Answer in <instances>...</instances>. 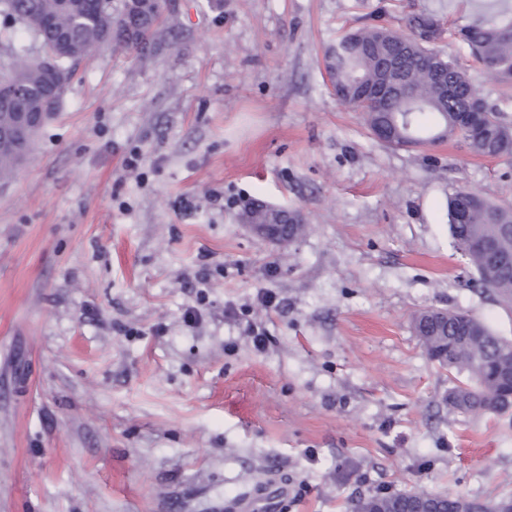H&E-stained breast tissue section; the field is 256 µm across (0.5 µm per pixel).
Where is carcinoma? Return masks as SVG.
Instances as JSON below:
<instances>
[{
  "label": "carcinoma",
  "mask_w": 512,
  "mask_h": 512,
  "mask_svg": "<svg viewBox=\"0 0 512 512\" xmlns=\"http://www.w3.org/2000/svg\"><path fill=\"white\" fill-rule=\"evenodd\" d=\"M159 7L155 0H0V14L12 21L11 27L0 29V87L17 92L0 101V128L12 127L17 112L41 109L47 72L34 60L33 49L52 51L58 36H67L69 51L55 59L56 66L66 72L74 62L105 46L117 45L143 58L141 39L155 40L157 28L138 24V18ZM431 20L424 12L408 16L407 34L372 26L339 36L326 60L339 100L364 113L370 133L385 127L384 144L390 148L453 141L477 157L512 159V122L499 105L474 88L460 61L438 46L441 37L430 31ZM457 36L490 81L512 83V16H491L459 29ZM392 81L404 89L382 107L363 92L365 86ZM466 112L481 113V122H465ZM19 162L14 150L0 146V182L14 177ZM447 210L455 247L473 269L474 282L490 291L500 307L511 310L512 233L508 228L512 206L457 188L448 195ZM476 241L493 243L494 254L474 248ZM413 328L429 360L448 370L449 410L479 418L512 409L511 340L459 310L420 311L413 318ZM408 500L433 502L444 512H461L466 500L476 512H494L500 506L512 512V496L489 503L419 489L391 501L361 497L350 503V512H357L361 504L368 512H402Z\"/></svg>",
  "instance_id": "1"
}]
</instances>
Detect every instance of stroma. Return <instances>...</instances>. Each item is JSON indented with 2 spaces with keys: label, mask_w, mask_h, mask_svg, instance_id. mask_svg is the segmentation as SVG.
Instances as JSON below:
<instances>
[{
  "label": "stroma",
  "mask_w": 512,
  "mask_h": 512,
  "mask_svg": "<svg viewBox=\"0 0 512 512\" xmlns=\"http://www.w3.org/2000/svg\"><path fill=\"white\" fill-rule=\"evenodd\" d=\"M501 11L512 0H178L153 57L77 63L0 184V512H264L258 490L283 484L277 512L380 489L512 495V412H450L412 327L456 309L512 339L446 210L458 187L512 203V159L386 147L325 61L367 25L425 12L453 32ZM442 48L512 119V85L452 34ZM257 201L306 233L253 236Z\"/></svg>",
  "instance_id": "stroma-1"
}]
</instances>
